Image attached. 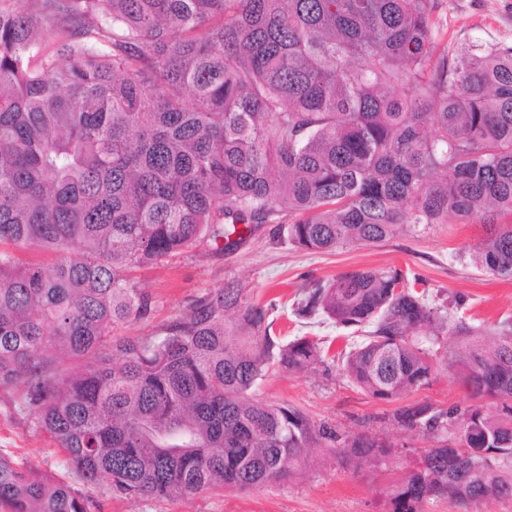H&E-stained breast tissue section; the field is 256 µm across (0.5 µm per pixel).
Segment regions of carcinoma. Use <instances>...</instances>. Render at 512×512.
Wrapping results in <instances>:
<instances>
[{"instance_id":"cac0c4a2","label":"carcinoma","mask_w":512,"mask_h":512,"mask_svg":"<svg viewBox=\"0 0 512 512\" xmlns=\"http://www.w3.org/2000/svg\"><path fill=\"white\" fill-rule=\"evenodd\" d=\"M440 0H0V386L78 477L166 500L288 479L336 432L254 395L273 368L328 352L271 335L227 280L136 337L155 297L132 277L198 243L233 252L267 224L310 252L374 245L451 220L486 228L470 259L512 278V45L439 43ZM62 252L23 265L6 245ZM369 328L339 353L391 401L442 362L449 337L474 403H412L402 428L440 438L392 486L424 498L512 497V326L486 339L398 269L317 283L296 309ZM500 407L489 414L484 402ZM472 454L448 445V423ZM360 465L385 445H346ZM62 480L0 455V512H91Z\"/></svg>"}]
</instances>
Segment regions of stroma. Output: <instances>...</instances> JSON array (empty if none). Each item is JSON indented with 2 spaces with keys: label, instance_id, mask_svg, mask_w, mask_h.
<instances>
[{
  "label": "stroma",
  "instance_id": "obj_1",
  "mask_svg": "<svg viewBox=\"0 0 512 512\" xmlns=\"http://www.w3.org/2000/svg\"><path fill=\"white\" fill-rule=\"evenodd\" d=\"M445 18L441 37L449 53L467 44L512 45V0H442ZM484 234L481 225L438 224L421 235H402L378 246L354 245L332 253L293 247L266 225L230 254L208 244L139 268L134 279L148 288L158 306L152 320L121 328L124 336L149 333L154 324L182 311L203 290L236 279L250 289L256 302L270 305V332L282 341L308 336L323 341L330 354L339 353L348 333L330 321L304 319L294 313L305 288L318 281L366 269H400L417 278L430 303L457 305L458 312L480 331L490 332L512 322V279L477 268L470 248ZM258 399L304 412L316 423L350 437L369 433L387 439L388 461L361 468L318 448L295 469L288 481L246 492L214 491L157 501L101 495L98 487L82 485L65 454L30 421L17 415L15 390L0 387V453L37 471L82 487L94 505L91 512H393L390 486L416 469L427 448L436 444L426 432L397 427L392 414L403 402L448 408L467 402L453 370H438L429 386L406 400L372 398L355 386L330 361L302 372L273 371L256 389Z\"/></svg>",
  "mask_w": 512,
  "mask_h": 512
}]
</instances>
